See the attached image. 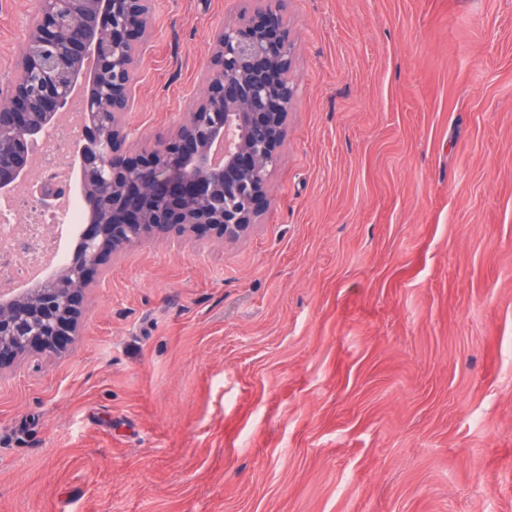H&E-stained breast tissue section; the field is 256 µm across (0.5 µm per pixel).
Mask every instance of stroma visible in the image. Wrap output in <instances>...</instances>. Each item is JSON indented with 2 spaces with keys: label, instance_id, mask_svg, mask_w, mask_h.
<instances>
[{
  "label": "stroma",
  "instance_id": "35a3bbf8",
  "mask_svg": "<svg viewBox=\"0 0 512 512\" xmlns=\"http://www.w3.org/2000/svg\"><path fill=\"white\" fill-rule=\"evenodd\" d=\"M262 0H151L127 145ZM36 0H0V80ZM296 97L235 242L96 274L0 376V512H512V0H288Z\"/></svg>",
  "mask_w": 512,
  "mask_h": 512
}]
</instances>
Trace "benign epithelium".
Returning a JSON list of instances; mask_svg holds the SVG:
<instances>
[{"instance_id": "1", "label": "benign epithelium", "mask_w": 512, "mask_h": 512, "mask_svg": "<svg viewBox=\"0 0 512 512\" xmlns=\"http://www.w3.org/2000/svg\"><path fill=\"white\" fill-rule=\"evenodd\" d=\"M148 4L38 0L24 49L0 87V193L32 169L33 137L79 94L84 120L72 154L84 171L89 209L78 252L52 280L0 291V375L25 358L67 355L92 275L111 258L148 239L236 241L269 207L268 176L295 97L285 0H266L215 32L189 119L134 153L125 148L124 116Z\"/></svg>"}]
</instances>
